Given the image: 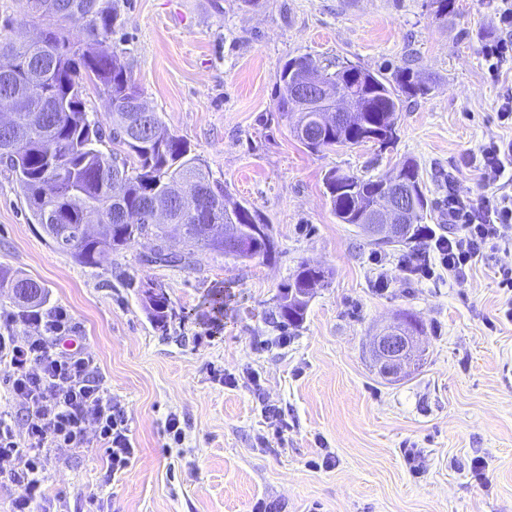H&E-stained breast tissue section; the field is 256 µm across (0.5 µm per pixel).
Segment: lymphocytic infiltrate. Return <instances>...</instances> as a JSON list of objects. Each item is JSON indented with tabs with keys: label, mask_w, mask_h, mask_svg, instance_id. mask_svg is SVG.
<instances>
[{
	"label": "lymphocytic infiltrate",
	"mask_w": 512,
	"mask_h": 512,
	"mask_svg": "<svg viewBox=\"0 0 512 512\" xmlns=\"http://www.w3.org/2000/svg\"><path fill=\"white\" fill-rule=\"evenodd\" d=\"M498 35L483 52L498 76L512 62V0H492ZM484 190L477 197L449 191L443 200L448 231L429 236L420 255L400 258L399 267L421 279L437 271L456 277L473 264L512 248V139L492 140L472 160ZM74 327L64 307L0 313V364L12 375L10 390L25 410L23 423L0 410V462H10V481L20 486L15 512H38L45 494L43 474L58 448H84L86 423L96 427L110 474L123 472L134 455L122 408L105 388L94 357L65 348Z\"/></svg>",
	"instance_id": "f902f5d3"
}]
</instances>
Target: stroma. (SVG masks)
Instances as JSON below:
<instances>
[{"label":"stroma","mask_w":512,"mask_h":512,"mask_svg":"<svg viewBox=\"0 0 512 512\" xmlns=\"http://www.w3.org/2000/svg\"><path fill=\"white\" fill-rule=\"evenodd\" d=\"M111 36L145 103L187 140L213 181L269 221L272 260L196 249L186 265L146 264L155 237L88 266L57 250L0 163V269L67 309L75 340L125 411L135 454L108 476L103 449L60 448L44 475L54 512H512V292L494 266L416 281L337 220L333 169L386 179L405 160L447 231L445 173L473 197L472 154L512 137L497 111L512 64L491 79V0H117ZM349 61L384 75L414 58L428 95L406 98L395 140L313 152L277 112L293 57ZM392 263L375 286L376 260ZM333 269L299 325L282 324V287L300 263ZM158 284L174 316L156 330L128 278ZM224 292V315L206 300ZM424 324L420 365L382 377L369 352L381 328ZM176 415L174 445L165 430Z\"/></svg>","instance_id":"stroma-1"}]
</instances>
